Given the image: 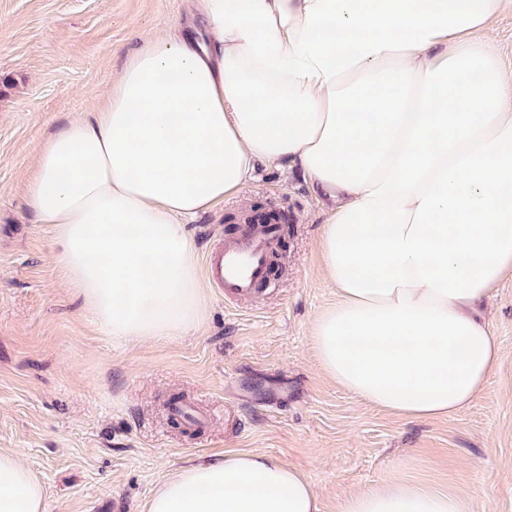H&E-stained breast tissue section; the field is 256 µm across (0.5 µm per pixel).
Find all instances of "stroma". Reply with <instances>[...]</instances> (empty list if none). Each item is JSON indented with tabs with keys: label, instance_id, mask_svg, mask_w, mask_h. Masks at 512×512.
<instances>
[{
	"label": "stroma",
	"instance_id": "obj_1",
	"mask_svg": "<svg viewBox=\"0 0 512 512\" xmlns=\"http://www.w3.org/2000/svg\"><path fill=\"white\" fill-rule=\"evenodd\" d=\"M185 0H0V449L41 479L47 512H143L158 484L201 457L266 454L304 472L321 512L404 479L467 490L474 512H512V278L483 304L503 364L460 417L406 421L330 380L310 349L336 301L322 276L323 204L287 171L255 179L187 230L198 258L263 207L288 222L270 280L225 300L203 283L205 314L164 341L112 336L67 284L49 225L29 223L24 191L38 149L96 106L142 36ZM209 421L172 419V399Z\"/></svg>",
	"mask_w": 512,
	"mask_h": 512
}]
</instances>
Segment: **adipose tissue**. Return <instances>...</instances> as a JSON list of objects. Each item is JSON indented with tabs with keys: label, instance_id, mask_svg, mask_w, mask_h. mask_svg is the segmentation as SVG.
I'll list each match as a JSON object with an SVG mask.
<instances>
[{
	"label": "adipose tissue",
	"instance_id": "ef3b65f1",
	"mask_svg": "<svg viewBox=\"0 0 512 512\" xmlns=\"http://www.w3.org/2000/svg\"><path fill=\"white\" fill-rule=\"evenodd\" d=\"M512 0H187L95 112L58 128L26 179L33 223L113 336L161 340L203 314L185 226L255 162L296 169L330 208L318 249L336 302L322 372L408 421L450 419L502 364L473 312L512 273V76L490 41ZM0 512L46 491L0 450ZM145 512H320L300 471L227 452L169 475ZM339 512H473L471 493L403 480Z\"/></svg>",
	"mask_w": 512,
	"mask_h": 512
}]
</instances>
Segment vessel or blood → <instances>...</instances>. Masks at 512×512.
Returning a JSON list of instances; mask_svg holds the SVG:
<instances>
[{"mask_svg": "<svg viewBox=\"0 0 512 512\" xmlns=\"http://www.w3.org/2000/svg\"><path fill=\"white\" fill-rule=\"evenodd\" d=\"M275 239L269 230L213 247L207 259L209 281L223 288L227 299L254 297L268 275Z\"/></svg>", "mask_w": 512, "mask_h": 512, "instance_id": "obj_1", "label": "vessel or blood"}]
</instances>
